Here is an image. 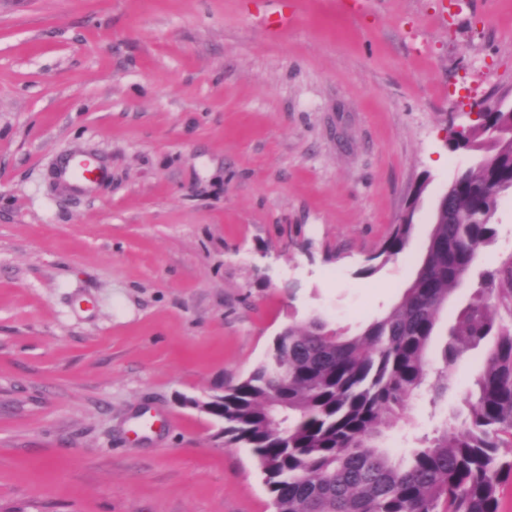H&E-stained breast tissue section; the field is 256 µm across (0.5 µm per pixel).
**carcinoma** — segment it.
<instances>
[{
    "label": "carcinoma",
    "instance_id": "cac0c4a2",
    "mask_svg": "<svg viewBox=\"0 0 512 512\" xmlns=\"http://www.w3.org/2000/svg\"><path fill=\"white\" fill-rule=\"evenodd\" d=\"M512 112H484L450 138L480 152L448 186L451 214L433 225L426 253L402 301L346 336L314 315L279 332L257 367L214 397V416L231 444L252 449L275 512H499L512 481V261L476 271L479 249L497 235L492 217L512 182V141L487 130ZM413 225L394 224L362 269L375 273L403 253ZM476 288L450 328L441 363L427 350L437 314L471 275ZM484 351L465 398L467 414L417 440L407 461L378 440L418 392L438 404L463 356Z\"/></svg>",
    "mask_w": 512,
    "mask_h": 512
}]
</instances>
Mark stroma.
<instances>
[{
    "label": "stroma",
    "instance_id": "obj_1",
    "mask_svg": "<svg viewBox=\"0 0 512 512\" xmlns=\"http://www.w3.org/2000/svg\"><path fill=\"white\" fill-rule=\"evenodd\" d=\"M500 98L512 0H0V512H274L188 399L287 326L356 335L397 305L469 161L445 141ZM84 154L110 173L68 191ZM425 176L408 248L363 274ZM495 222L482 268L512 258V192ZM430 412L383 448L408 457Z\"/></svg>",
    "mask_w": 512,
    "mask_h": 512
}]
</instances>
